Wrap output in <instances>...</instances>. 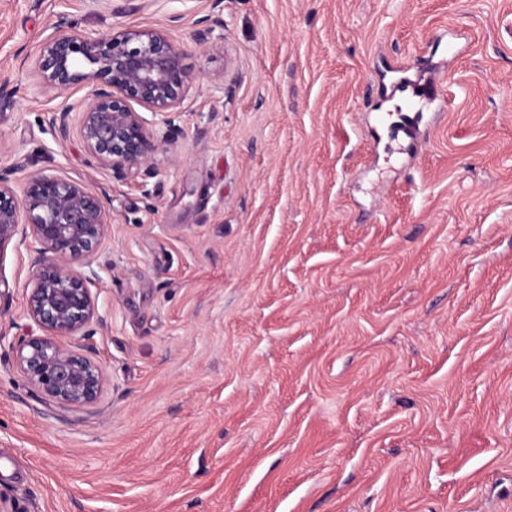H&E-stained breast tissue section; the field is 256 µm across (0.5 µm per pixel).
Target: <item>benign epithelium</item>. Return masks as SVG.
<instances>
[{"mask_svg":"<svg viewBox=\"0 0 512 512\" xmlns=\"http://www.w3.org/2000/svg\"><path fill=\"white\" fill-rule=\"evenodd\" d=\"M195 44H207L219 16L199 20ZM185 50L156 28L111 36L79 35L64 23L43 39L35 69L43 87L60 93L88 89L79 134L96 165L117 180L152 176V159L175 147L189 92ZM71 108L51 112L58 140L69 138ZM104 195L82 181L35 175L16 188L0 173V251L9 244L32 257L27 315L43 331L18 348L26 381L67 407L94 403L105 383L85 340L105 317L92 286L100 280L91 257L112 229Z\"/></svg>","mask_w":512,"mask_h":512,"instance_id":"obj_1","label":"benign epithelium"}]
</instances>
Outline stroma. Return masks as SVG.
Masks as SVG:
<instances>
[{
  "mask_svg": "<svg viewBox=\"0 0 512 512\" xmlns=\"http://www.w3.org/2000/svg\"><path fill=\"white\" fill-rule=\"evenodd\" d=\"M0 0V169L104 187L106 383L65 407L17 360L27 253H0V512H512V0ZM160 28L191 84L147 181L90 167L31 65ZM443 65L397 153L395 67ZM225 80L232 91L216 98Z\"/></svg>",
  "mask_w": 512,
  "mask_h": 512,
  "instance_id": "1",
  "label": "stroma"
}]
</instances>
